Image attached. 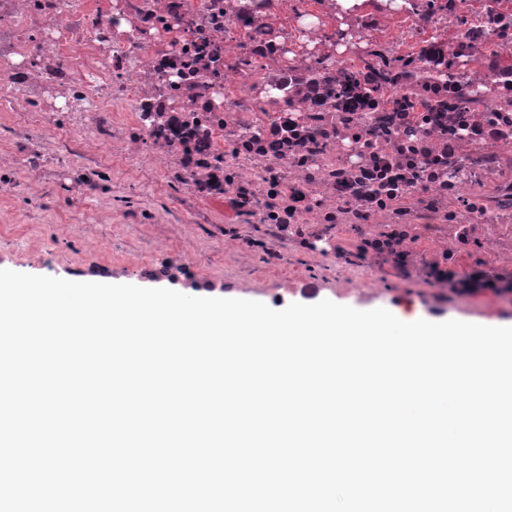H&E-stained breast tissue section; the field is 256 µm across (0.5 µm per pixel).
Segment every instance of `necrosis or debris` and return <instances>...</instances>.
I'll return each mask as SVG.
<instances>
[{
	"instance_id": "obj_1",
	"label": "necrosis or debris",
	"mask_w": 512,
	"mask_h": 512,
	"mask_svg": "<svg viewBox=\"0 0 512 512\" xmlns=\"http://www.w3.org/2000/svg\"><path fill=\"white\" fill-rule=\"evenodd\" d=\"M460 0H0V80L38 139L10 159L47 175L49 132L71 129L82 183L113 160L153 168L224 234L257 225L347 288L374 258L512 279V72L486 53L512 7L461 19ZM396 20L416 62L386 87L364 65L392 54Z\"/></svg>"
}]
</instances>
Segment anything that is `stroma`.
Instances as JSON below:
<instances>
[{"label":"stroma","mask_w":512,"mask_h":512,"mask_svg":"<svg viewBox=\"0 0 512 512\" xmlns=\"http://www.w3.org/2000/svg\"><path fill=\"white\" fill-rule=\"evenodd\" d=\"M11 176L15 193L0 194V269L76 282L100 275L184 294L210 283L273 307L328 299L356 309L417 308L437 322H512V302L491 291L461 300L450 289L423 288L398 273L383 277L376 291L360 293L337 287L335 269L302 262L285 246L278 264H265V245L251 225L241 227L238 239L226 238L213 215L155 170L130 178L121 164H113L112 190L101 197L53 175L27 192L23 172L16 169ZM129 207L140 212L139 223L123 222L121 213ZM157 213L166 215V223H153ZM183 250L197 254L194 270L165 264L166 253Z\"/></svg>","instance_id":"stroma-1"}]
</instances>
